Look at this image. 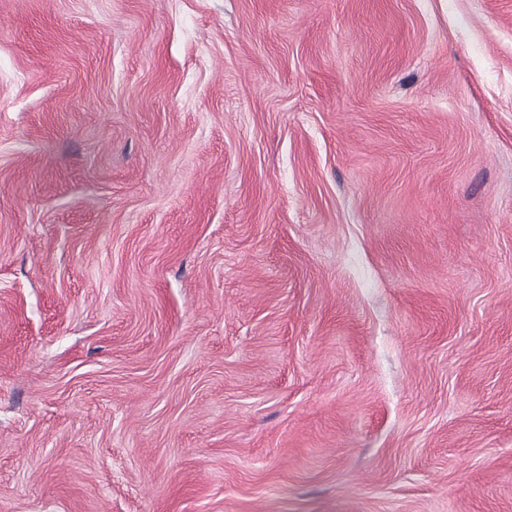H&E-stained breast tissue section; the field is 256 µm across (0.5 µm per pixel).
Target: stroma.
<instances>
[{"label": "stroma", "instance_id": "1", "mask_svg": "<svg viewBox=\"0 0 512 512\" xmlns=\"http://www.w3.org/2000/svg\"><path fill=\"white\" fill-rule=\"evenodd\" d=\"M0 512H512V0H0Z\"/></svg>", "mask_w": 512, "mask_h": 512}]
</instances>
